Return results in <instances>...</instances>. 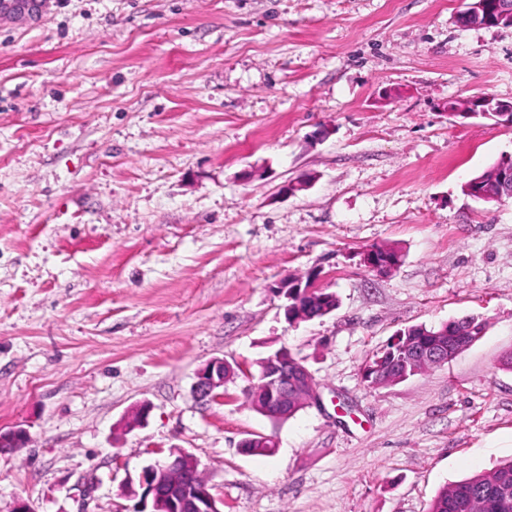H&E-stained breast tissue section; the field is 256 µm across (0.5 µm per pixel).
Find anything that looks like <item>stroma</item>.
<instances>
[{"label":"stroma","mask_w":512,"mask_h":512,"mask_svg":"<svg viewBox=\"0 0 512 512\" xmlns=\"http://www.w3.org/2000/svg\"><path fill=\"white\" fill-rule=\"evenodd\" d=\"M464 0H49L0 21V512H136L175 448L220 512H428L512 458V199L464 184L512 155V27ZM305 181V189L287 185ZM396 247L388 274L363 252ZM338 308L289 323L284 277ZM487 327L386 386L397 332ZM285 350L320 404L274 421L245 390ZM235 371L198 402L196 371ZM149 404L126 430V416ZM275 436L272 453L243 439Z\"/></svg>","instance_id":"obj_1"}]
</instances>
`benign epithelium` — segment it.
Returning a JSON list of instances; mask_svg holds the SVG:
<instances>
[{
  "instance_id": "1",
  "label": "benign epithelium",
  "mask_w": 512,
  "mask_h": 512,
  "mask_svg": "<svg viewBox=\"0 0 512 512\" xmlns=\"http://www.w3.org/2000/svg\"><path fill=\"white\" fill-rule=\"evenodd\" d=\"M47 0H12L8 6L0 2V17L31 18L40 13V7ZM472 12L466 21H474L494 27L512 26V6L504 0H473ZM362 262L378 273H389L398 266L399 259L377 249H369L362 254ZM315 296L318 290L299 280L285 278L277 289L289 301L285 311L292 321L310 320L314 314L302 311L294 305V298L301 289ZM391 345L401 352L396 359L402 373L416 368L417 363L429 358L432 365L448 363V347L423 345L399 332L393 336ZM234 374L233 368L222 358H216L196 372L193 391L200 401L214 400L220 390ZM251 406L273 420H286L304 405L319 402L314 378L303 362L287 351H278L260 362L258 382L250 385ZM179 467L199 468L196 458L184 450H172L169 455L145 467L139 477L142 488L141 500L150 502L149 512H220L216 498L208 487H199L193 482L167 485L166 478Z\"/></svg>"
}]
</instances>
